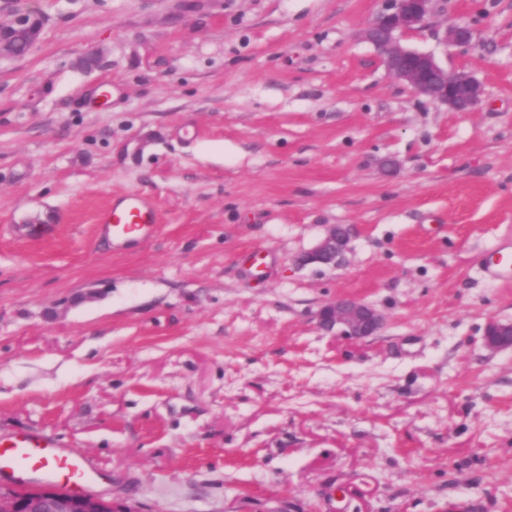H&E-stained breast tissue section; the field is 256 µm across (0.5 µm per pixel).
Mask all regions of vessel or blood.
<instances>
[{"mask_svg":"<svg viewBox=\"0 0 512 512\" xmlns=\"http://www.w3.org/2000/svg\"><path fill=\"white\" fill-rule=\"evenodd\" d=\"M156 228V211L147 200L122 195L101 211L95 232L115 252L136 247ZM18 483L49 482L83 488L93 479L91 464L83 457L65 452L57 442L37 433L0 437V476Z\"/></svg>","mask_w":512,"mask_h":512,"instance_id":"vessel-or-blood-1","label":"vessel or blood"}]
</instances>
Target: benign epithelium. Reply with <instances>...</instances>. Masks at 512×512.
Instances as JSON below:
<instances>
[{
    "label": "benign epithelium",
    "mask_w": 512,
    "mask_h": 512,
    "mask_svg": "<svg viewBox=\"0 0 512 512\" xmlns=\"http://www.w3.org/2000/svg\"><path fill=\"white\" fill-rule=\"evenodd\" d=\"M384 9L363 32V38L380 53L387 71L406 82L413 91L455 112H469L480 102L484 89L480 81L463 68L450 70L432 52L411 49L402 43L404 34L427 25L439 0H384ZM43 19L31 12L15 13L0 19V61L18 57L24 45L32 49L40 39ZM440 41L466 46L473 29L456 25L437 30ZM351 232L333 226L310 251L297 256L294 264L305 266L341 264L348 250ZM319 327L335 336L364 340L375 335L384 322L373 305L349 296L339 297L317 312ZM484 345L498 352L512 349V321L496 317L487 320ZM124 512L112 501L83 492L59 491L52 487L38 491H11L0 496V512Z\"/></svg>",
    "instance_id": "benign-epithelium-1"
}]
</instances>
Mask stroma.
<instances>
[{"label": "stroma", "instance_id": "1", "mask_svg": "<svg viewBox=\"0 0 512 512\" xmlns=\"http://www.w3.org/2000/svg\"><path fill=\"white\" fill-rule=\"evenodd\" d=\"M382 0H0V437L86 456L131 512H512V0H440L408 47L482 83L453 112L385 69ZM467 25V46L437 27ZM94 53L83 73L76 59ZM149 197L155 235L98 212ZM57 232L44 239L41 227ZM338 267H296L330 226ZM352 296L366 342L315 314ZM43 28V18L39 14L24 12L15 13L11 18L2 20L0 17V61L23 57L39 41ZM25 45L27 50L21 48ZM156 222V211L149 201L125 194L99 213L95 232L112 252L125 251L149 238ZM317 321L322 330L333 336L364 340L379 331L384 316L365 301L342 296L322 306L317 312ZM484 345L498 352L512 349V321H502L496 317L487 320L484 328Z\"/></svg>", "mask_w": 512, "mask_h": 512}]
</instances>
